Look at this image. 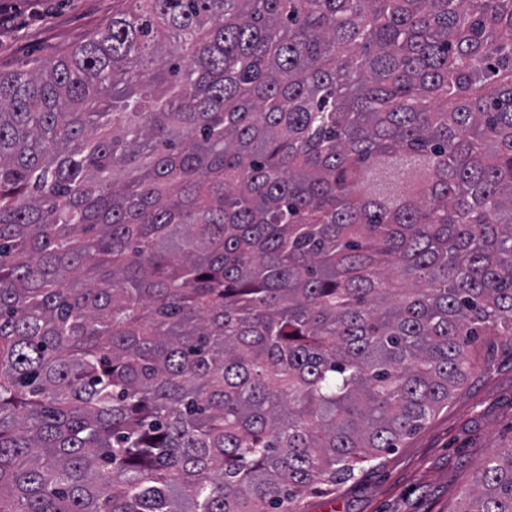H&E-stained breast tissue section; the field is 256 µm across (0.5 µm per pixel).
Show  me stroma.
<instances>
[{
	"label": "stroma",
	"mask_w": 512,
	"mask_h": 512,
	"mask_svg": "<svg viewBox=\"0 0 512 512\" xmlns=\"http://www.w3.org/2000/svg\"><path fill=\"white\" fill-rule=\"evenodd\" d=\"M14 8L0 32V73L38 68L93 37L122 0H0ZM476 368L400 448L365 463L335 492L308 497L303 512H459L483 461L512 446V342L483 336Z\"/></svg>",
	"instance_id": "35a3bbf8"
}]
</instances>
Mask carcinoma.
<instances>
[{"mask_svg": "<svg viewBox=\"0 0 512 512\" xmlns=\"http://www.w3.org/2000/svg\"><path fill=\"white\" fill-rule=\"evenodd\" d=\"M125 2L0 74V512H298L512 337V0Z\"/></svg>", "mask_w": 512, "mask_h": 512, "instance_id": "obj_1", "label": "carcinoma"}]
</instances>
